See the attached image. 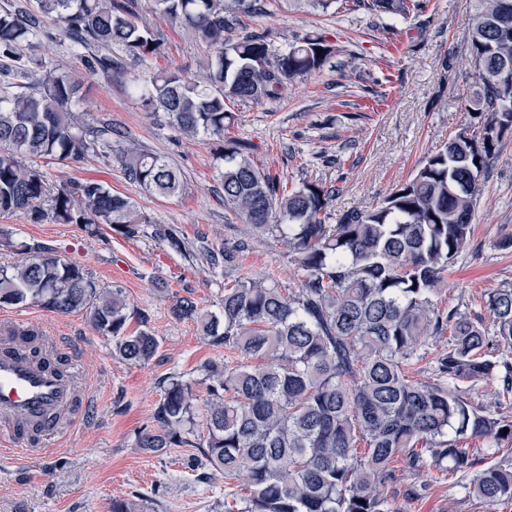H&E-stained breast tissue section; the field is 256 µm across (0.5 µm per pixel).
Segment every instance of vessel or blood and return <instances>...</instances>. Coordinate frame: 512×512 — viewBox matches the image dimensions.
Returning a JSON list of instances; mask_svg holds the SVG:
<instances>
[{
    "label": "vessel or blood",
    "mask_w": 512,
    "mask_h": 512,
    "mask_svg": "<svg viewBox=\"0 0 512 512\" xmlns=\"http://www.w3.org/2000/svg\"><path fill=\"white\" fill-rule=\"evenodd\" d=\"M93 400L76 391L72 378L14 353L8 337L0 336V446L13 448L35 429L44 436L62 437L75 422L73 407L89 410Z\"/></svg>",
    "instance_id": "b4317fda"
}]
</instances>
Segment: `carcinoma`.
I'll list each match as a JSON object with an SVG mask.
<instances>
[{"instance_id": "cac0c4a2", "label": "carcinoma", "mask_w": 512, "mask_h": 512, "mask_svg": "<svg viewBox=\"0 0 512 512\" xmlns=\"http://www.w3.org/2000/svg\"><path fill=\"white\" fill-rule=\"evenodd\" d=\"M348 1L375 14L409 12L407 0ZM157 5L214 51L203 83L158 70L136 89L145 107L164 113L187 136L224 139L233 119L225 100H275L289 81L321 70L336 52L321 33L280 54L270 52L265 35L228 37L239 16L263 9L260 0ZM43 18L71 39L72 51L102 50L87 59L92 71H112L114 47L133 63L147 62L158 49L153 31L132 21L125 0H10L0 6V58L12 62L11 81L0 84V214L23 213L35 223L109 224L133 233L148 220L103 182L53 189L44 172L17 160L80 162L112 148L111 125L72 119L78 81L25 54L45 35ZM466 38L480 82L475 104L486 122L461 129L372 209L328 224L334 188L314 180L284 193L243 144H224V205L248 232L288 248L300 286L286 290L271 275L256 280L241 271V244L208 252L211 265L236 273L224 286L222 316L199 312L189 298L176 300L171 313L196 322L211 345L238 352L246 363L208 362L199 381L165 378L151 424L135 434L142 452L198 449L197 477L205 478L206 468L223 472L247 492L243 512H407L393 488L401 457L415 470L459 477L468 497L491 508L512 506V451L500 455L502 443H512V421L479 410L463 387L494 377L499 396L512 399V361L499 357L500 348L512 347V288L488 293L489 325L435 300L444 274L469 244L490 160L512 130V82L499 78L512 66V9L502 10L501 0H476ZM121 160L149 194L182 193L183 174L165 156L130 145ZM154 235L174 251L185 249L172 227L158 226ZM24 249L35 256L0 266V305L30 301L62 315L84 310L125 362L156 355L148 315L139 317L142 329L127 331L120 287L99 283L48 246ZM427 356L430 377L413 378ZM198 383L206 385L209 405L207 436L197 443ZM475 439L500 458L469 447Z\"/></svg>"}]
</instances>
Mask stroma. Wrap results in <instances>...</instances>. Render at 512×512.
<instances>
[{
    "label": "stroma",
    "mask_w": 512,
    "mask_h": 512,
    "mask_svg": "<svg viewBox=\"0 0 512 512\" xmlns=\"http://www.w3.org/2000/svg\"><path fill=\"white\" fill-rule=\"evenodd\" d=\"M474 7L475 0H423L420 11L402 17L324 8L316 0H267L264 12L242 17L241 30L267 35L276 53L318 30L336 52L320 71L291 82L278 99L229 103L235 117L229 137L246 144L258 168L283 188L305 180L335 187L331 223L347 211L375 206L462 128L485 121L472 104L478 78L466 33ZM134 9L135 21L156 34L158 51L146 64L129 62L110 74L90 71L53 22H45L47 36L35 55L81 81L80 123L111 124L119 137L113 153L79 163L39 159L35 165L53 186L105 182L146 214L148 223L134 234L106 224L94 234L82 224H36L16 214L0 216V231L16 243L50 246L100 283L120 286L129 331L138 329L139 314H148L159 348L148 363L131 365L113 350L111 338L94 331L86 312L60 315L34 303L0 306V315L59 337L88 375L94 399L85 420L65 439H41L29 451L0 453V512H109L116 498L143 504L144 512H224L223 475L213 471L207 482L195 481L187 465L191 448L153 456L134 444L163 396V378L198 377L212 360L242 361L235 351L212 347L193 321L175 319L170 308L189 297L198 310L220 314L224 271L212 267L206 253L240 242L246 245L243 267L251 275L274 273L286 289L300 283L287 249L273 237L248 235L241 218L225 207L218 141L183 137L164 114H152L134 95V87L157 68L205 80L209 54L154 0H136ZM131 144L177 165L186 177L184 193L158 199L130 180L117 151ZM157 224L176 228L188 251H172L155 237ZM497 288H512L510 133L491 162L471 244L457 258L438 302L487 324V295ZM397 467L398 490L425 489L410 501L409 512H490L447 479H432L402 460Z\"/></svg>",
    "instance_id": "stroma-1"
}]
</instances>
